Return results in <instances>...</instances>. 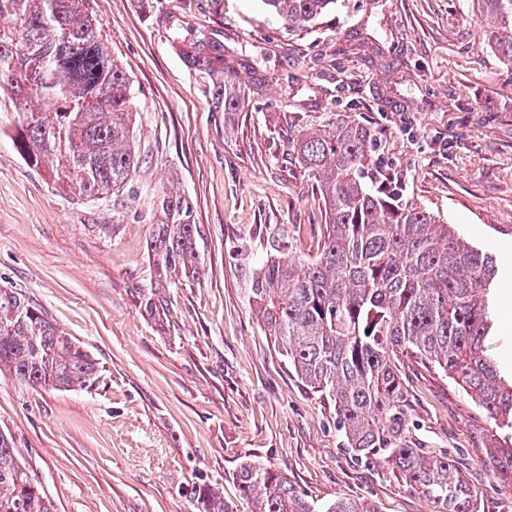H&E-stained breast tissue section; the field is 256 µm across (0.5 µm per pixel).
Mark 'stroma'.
I'll use <instances>...</instances> for the list:
<instances>
[{"mask_svg": "<svg viewBox=\"0 0 512 512\" xmlns=\"http://www.w3.org/2000/svg\"><path fill=\"white\" fill-rule=\"evenodd\" d=\"M133 83L139 164L117 194L63 192L17 151L19 115L0 91V288L25 294L100 364L68 391L0 374V432L55 512H196L189 492L220 483L250 512L240 462L279 470L315 503L432 512L382 462L357 461L333 404L306 388L250 309L266 234L315 253L325 223L312 175L290 147L344 119L374 132L371 162L403 204L428 210L512 281V69L483 40L471 0H338L290 32L261 0H90ZM223 66L197 65L214 53ZM243 98L224 109V76ZM184 198L201 266L169 284L170 315L146 314L154 285L155 190ZM408 429L448 451L478 512L511 499L487 455L493 421L441 373L405 359Z\"/></svg>", "mask_w": 512, "mask_h": 512, "instance_id": "35a3bbf8", "label": "stroma"}]
</instances>
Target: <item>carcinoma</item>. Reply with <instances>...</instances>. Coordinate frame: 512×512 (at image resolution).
<instances>
[{
	"instance_id": "1",
	"label": "carcinoma",
	"mask_w": 512,
	"mask_h": 512,
	"mask_svg": "<svg viewBox=\"0 0 512 512\" xmlns=\"http://www.w3.org/2000/svg\"><path fill=\"white\" fill-rule=\"evenodd\" d=\"M288 30L305 29L337 0H261ZM487 26L484 41L512 67V0H473ZM21 106L18 142L33 166L55 162L62 188L94 201L120 192L138 165L132 81L112 57L89 0H0V87ZM47 107L32 110L27 98ZM242 103L224 79V111ZM371 129L343 120L335 131L293 139L326 210L318 252L290 255L288 225L274 224L248 303L297 377L333 402L347 445L366 462L380 459L422 492L434 512H477L478 491L448 453L420 448L406 431L407 391L400 357L408 354L450 380L482 416L512 429V384L487 353L493 325L490 286L496 259L452 226L394 200L391 178L370 172ZM150 248L156 286L144 309L161 320L172 279L200 273L197 225L186 200L155 196ZM25 385L81 387L98 363L65 331L11 289L0 288V373ZM498 478L512 486V437L491 443ZM235 479L251 512H377L368 503L318 505L284 473L246 460ZM197 512H234L221 487L196 485ZM0 512H53L39 483L0 433Z\"/></svg>"
}]
</instances>
